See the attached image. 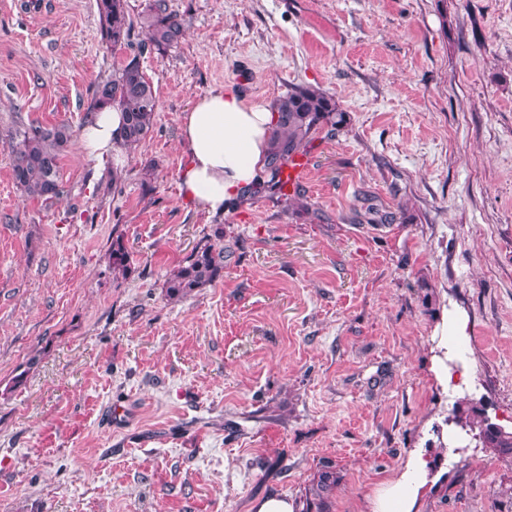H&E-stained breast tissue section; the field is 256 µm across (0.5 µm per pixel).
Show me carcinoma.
<instances>
[{"label":"carcinoma","instance_id":"carcinoma-1","mask_svg":"<svg viewBox=\"0 0 512 512\" xmlns=\"http://www.w3.org/2000/svg\"><path fill=\"white\" fill-rule=\"evenodd\" d=\"M99 31L103 44L115 50L130 41L133 21L126 0H96ZM147 47L159 54L178 44L184 28L177 14L169 10L167 0H152L140 16ZM117 108L125 114L124 145L137 147L150 133L157 110L152 82L143 71L138 56L127 59L112 76L95 86L88 115L104 108ZM278 121L272 132L271 147L265 170L249 196L275 197L289 201L303 214L310 212L308 203L301 201L299 191L289 197L283 193L287 186L284 174L296 156L301 154L314 134L326 131L336 135L347 124V115L336 101L323 92L305 85L288 89L274 103ZM74 139L72 127L65 123L28 125L12 133L11 174L15 185L29 198L44 204L53 203L60 195L58 181L60 162ZM360 223L384 224L393 220L390 212H383L373 204L364 211L355 212ZM216 242L196 248L173 270L165 280L166 294L171 299L185 298L196 290L218 280L224 270V235H215ZM112 271L126 277L131 268V257L122 238L112 240L110 249ZM456 424L479 438L482 447L500 459L512 460V430L503 429L480 410L470 408L455 416ZM336 470L326 467L318 471L300 497L301 512H330V495L336 486Z\"/></svg>","mask_w":512,"mask_h":512}]
</instances>
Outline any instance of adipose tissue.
<instances>
[{"instance_id":"adipose-tissue-1","label":"adipose tissue","mask_w":512,"mask_h":512,"mask_svg":"<svg viewBox=\"0 0 512 512\" xmlns=\"http://www.w3.org/2000/svg\"><path fill=\"white\" fill-rule=\"evenodd\" d=\"M276 122L271 104L247 102L237 92L196 97L178 123L186 158L179 173L184 199L210 214L224 212L263 170ZM121 126L117 109L99 111L78 138L81 156L103 167L119 161L125 152ZM433 480L423 453L410 451L401 470L370 499L369 512H419Z\"/></svg>"}]
</instances>
